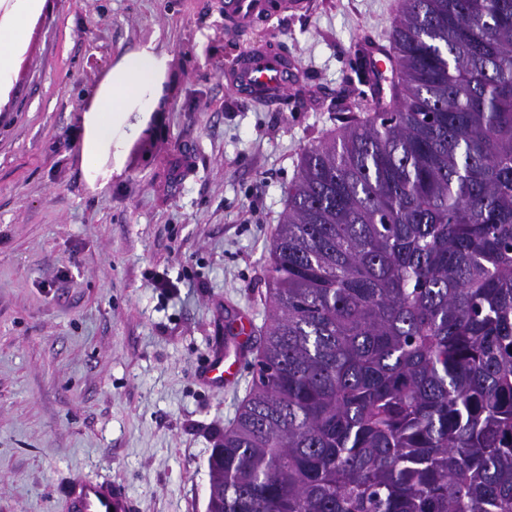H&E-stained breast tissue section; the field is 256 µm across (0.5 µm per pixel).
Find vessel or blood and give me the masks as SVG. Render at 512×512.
Segmentation results:
<instances>
[{"instance_id": "1", "label": "vessel or blood", "mask_w": 512, "mask_h": 512, "mask_svg": "<svg viewBox=\"0 0 512 512\" xmlns=\"http://www.w3.org/2000/svg\"><path fill=\"white\" fill-rule=\"evenodd\" d=\"M269 0H224V23L230 35L243 39L245 47L233 67L224 73V84L237 97L251 102H273L300 79L302 72L294 57L274 42H254L248 35L254 23L269 17ZM389 48L376 42L364 47L361 70L368 86H375L378 75L390 65ZM245 351L233 354L216 348L201 378L207 384L224 388L239 379V363ZM67 512H135L136 504L124 485L118 482L74 483L67 495Z\"/></svg>"}]
</instances>
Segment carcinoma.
I'll return each mask as SVG.
<instances>
[{
  "instance_id": "1",
  "label": "carcinoma",
  "mask_w": 512,
  "mask_h": 512,
  "mask_svg": "<svg viewBox=\"0 0 512 512\" xmlns=\"http://www.w3.org/2000/svg\"><path fill=\"white\" fill-rule=\"evenodd\" d=\"M393 49L301 155L207 512H512V0H403Z\"/></svg>"
}]
</instances>
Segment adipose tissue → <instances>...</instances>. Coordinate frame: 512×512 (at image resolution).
<instances>
[{
	"instance_id": "adipose-tissue-1",
	"label": "adipose tissue",
	"mask_w": 512,
	"mask_h": 512,
	"mask_svg": "<svg viewBox=\"0 0 512 512\" xmlns=\"http://www.w3.org/2000/svg\"><path fill=\"white\" fill-rule=\"evenodd\" d=\"M39 0H14L8 17L0 21V74L8 73L29 17ZM163 59L150 48L133 51L113 69L112 80L98 99L93 132L84 147L88 170L97 167L98 153L121 129L127 113L149 111Z\"/></svg>"
}]
</instances>
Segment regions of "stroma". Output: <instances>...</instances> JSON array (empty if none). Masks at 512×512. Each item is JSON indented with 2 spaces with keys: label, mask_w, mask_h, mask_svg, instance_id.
<instances>
[{
  "label": "stroma",
  "mask_w": 512,
  "mask_h": 512,
  "mask_svg": "<svg viewBox=\"0 0 512 512\" xmlns=\"http://www.w3.org/2000/svg\"><path fill=\"white\" fill-rule=\"evenodd\" d=\"M288 2L251 33L302 68L272 106L215 72L243 48L224 0H41L31 16L0 82V512H63L79 477L122 483L137 512H206L209 456L255 381L288 188L306 149L372 115L361 46L400 6ZM146 45L165 58L153 106L90 173L98 95ZM243 314L238 383L203 384Z\"/></svg>",
  "instance_id": "obj_1"
}]
</instances>
